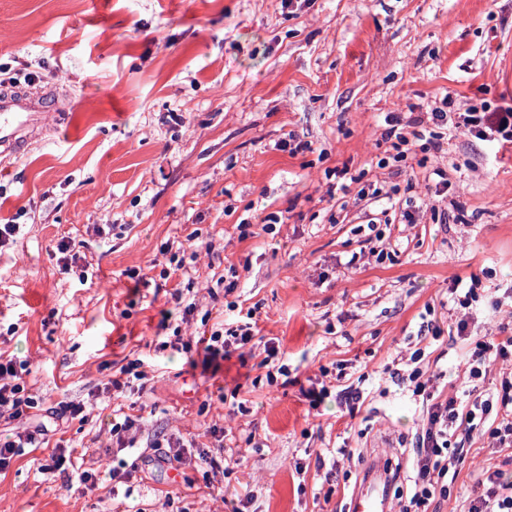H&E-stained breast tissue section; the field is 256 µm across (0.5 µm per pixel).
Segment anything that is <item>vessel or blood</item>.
Wrapping results in <instances>:
<instances>
[{
	"instance_id": "obj_1",
	"label": "vessel or blood",
	"mask_w": 512,
	"mask_h": 512,
	"mask_svg": "<svg viewBox=\"0 0 512 512\" xmlns=\"http://www.w3.org/2000/svg\"><path fill=\"white\" fill-rule=\"evenodd\" d=\"M56 98L23 90L0 91V156L17 155L44 128L48 113L58 111ZM393 484L382 463L371 462L347 512H390Z\"/></svg>"
}]
</instances>
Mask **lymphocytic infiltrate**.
<instances>
[{"mask_svg":"<svg viewBox=\"0 0 512 512\" xmlns=\"http://www.w3.org/2000/svg\"><path fill=\"white\" fill-rule=\"evenodd\" d=\"M451 105V100L445 98L440 106L411 115L408 121L397 116L387 118L385 140L398 151L410 141L434 139L435 129L449 124L467 129L482 141L512 144L511 107L492 114L470 108L454 116ZM404 124L409 127L405 133L400 130ZM253 328V323L247 321L216 330L196 343H182L181 349L202 354L204 363L209 364L248 345L254 338ZM424 355L425 350L420 347L408 359L411 370L407 378L413 385V395L425 404L426 414L406 490L400 496V512H430L435 501L452 496L458 466L474 435L488 437L493 447L506 451L507 462H512V373L502 374L497 393L486 394L477 387L491 363L512 359V335L483 336L469 348L464 365L472 387L464 397L438 391L436 373L422 365ZM27 372L26 363L0 356V417L19 420L36 408L37 402L28 394L23 380ZM475 486L464 512H512V482L504 481L501 469L481 470Z\"/></svg>","mask_w":512,"mask_h":512,"instance_id":"f902f5d3","label":"lymphocytic infiltrate"}]
</instances>
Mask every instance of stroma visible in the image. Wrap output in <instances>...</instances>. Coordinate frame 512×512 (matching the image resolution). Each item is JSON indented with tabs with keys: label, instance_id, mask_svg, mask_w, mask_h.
<instances>
[{
	"label": "stroma",
	"instance_id": "35a3bbf8",
	"mask_svg": "<svg viewBox=\"0 0 512 512\" xmlns=\"http://www.w3.org/2000/svg\"><path fill=\"white\" fill-rule=\"evenodd\" d=\"M0 64L69 106L0 159V224L19 227L0 249V353L28 361L38 406L26 423L48 429L44 447L0 472V512H225L247 490L248 512H339L336 486L373 456L412 461L421 403L385 367L410 356L423 325L447 327L454 280L481 281L471 335L512 330V312L495 308L512 289V151L459 128L441 151L418 145L378 165L386 116L446 95L457 112L512 106V0H0ZM290 133L312 151H282ZM344 166L353 183L330 193L327 170ZM373 185L393 199L360 198ZM409 200L413 224L402 221ZM271 213L281 222L268 234ZM380 216L382 261L359 231ZM63 239L81 256L67 271ZM190 245L196 262L175 273ZM177 288L196 305L185 318ZM252 307L288 377L268 378L259 345L215 371L173 348ZM136 358L144 391L109 398V377ZM347 386L363 395L352 412ZM321 388L310 408L305 391ZM232 395L244 412L230 414ZM69 401L85 404L84 421L50 416ZM127 415L140 431L120 451L110 429ZM216 428L243 461L210 488L149 447L178 438L202 450ZM60 441L84 469L134 471L132 496L68 488L47 468ZM472 445L436 512L472 494L475 468L503 465L486 439ZM342 446L352 456L327 475L317 456Z\"/></svg>",
	"mask_w": 512,
	"mask_h": 512
}]
</instances>
